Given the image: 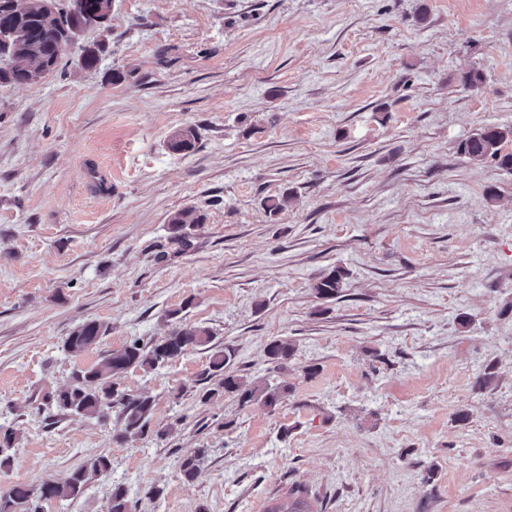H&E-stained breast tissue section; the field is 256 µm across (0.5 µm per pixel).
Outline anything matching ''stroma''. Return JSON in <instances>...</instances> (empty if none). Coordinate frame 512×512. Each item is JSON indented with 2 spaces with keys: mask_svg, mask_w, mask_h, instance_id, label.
<instances>
[{
  "mask_svg": "<svg viewBox=\"0 0 512 512\" xmlns=\"http://www.w3.org/2000/svg\"><path fill=\"white\" fill-rule=\"evenodd\" d=\"M488 125L512 126V0H112L52 73L0 87V489L103 454L110 478L42 512H107L116 480L132 512H512V174L457 151ZM183 209L205 221L180 251ZM88 321L110 330L65 352ZM200 325L275 409L202 401L201 348L122 374L155 399L144 437L47 409L75 370ZM204 216L202 214H198L195 210L192 209H184L175 212L170 220V230H171V241L179 244L183 248H188L190 246L189 240H187L184 233H182L183 229L187 224H203ZM344 272L335 268L323 276L314 284L313 288L316 294L322 298L335 297L342 288ZM18 430L0 425V470L12 465L15 445L18 443Z\"/></svg>",
  "mask_w": 512,
  "mask_h": 512,
  "instance_id": "35a3bbf8",
  "label": "stroma"
}]
</instances>
